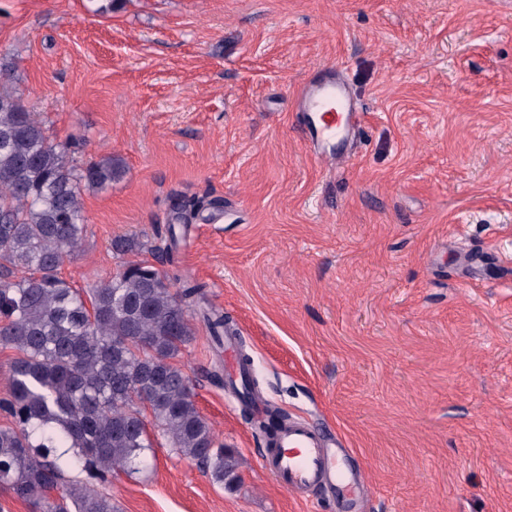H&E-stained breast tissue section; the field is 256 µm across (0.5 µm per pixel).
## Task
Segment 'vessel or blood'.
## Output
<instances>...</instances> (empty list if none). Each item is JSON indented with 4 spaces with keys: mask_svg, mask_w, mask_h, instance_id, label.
<instances>
[{
    "mask_svg": "<svg viewBox=\"0 0 512 512\" xmlns=\"http://www.w3.org/2000/svg\"><path fill=\"white\" fill-rule=\"evenodd\" d=\"M299 106L318 117L317 123L307 129L314 142L348 135L360 125V114L345 84L333 78L304 88ZM345 454V449L328 443L325 435L301 420L289 423L277 433L266 464L276 482L289 493L300 495L330 485L349 494L362 486L364 478L346 469Z\"/></svg>",
    "mask_w": 512,
    "mask_h": 512,
    "instance_id": "vessel-or-blood-1",
    "label": "vessel or blood"
}]
</instances>
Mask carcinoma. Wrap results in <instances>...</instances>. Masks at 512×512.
<instances>
[{
  "instance_id": "cac0c4a2",
  "label": "carcinoma",
  "mask_w": 512,
  "mask_h": 512,
  "mask_svg": "<svg viewBox=\"0 0 512 512\" xmlns=\"http://www.w3.org/2000/svg\"><path fill=\"white\" fill-rule=\"evenodd\" d=\"M123 174L110 157L69 164L22 94L0 85V346L17 353L0 401L11 418L0 427V489L43 502L46 512H117L90 484L62 482V470L104 482L145 465L152 441L143 408L177 455L218 484L237 480L233 457L215 447L191 380L174 363L194 335L189 311L204 300V285L141 263L85 291L59 276L84 238L82 191ZM202 320L218 344L233 334L220 310H203Z\"/></svg>"
}]
</instances>
